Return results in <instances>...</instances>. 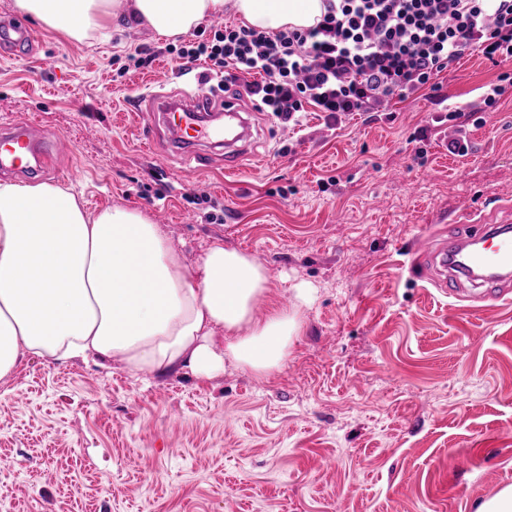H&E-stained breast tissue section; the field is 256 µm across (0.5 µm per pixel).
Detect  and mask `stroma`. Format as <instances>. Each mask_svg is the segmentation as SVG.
Instances as JSON below:
<instances>
[{
	"label": "stroma",
	"instance_id": "stroma-1",
	"mask_svg": "<svg viewBox=\"0 0 512 512\" xmlns=\"http://www.w3.org/2000/svg\"><path fill=\"white\" fill-rule=\"evenodd\" d=\"M31 27L35 55L0 54V126L66 136L61 185L89 213L148 214L190 270L217 241L250 254L268 275L255 319L296 285L315 299L267 376L21 357L0 386V512H476L512 485V303L443 297L413 265L457 236L462 211L512 224V86L466 125L463 156L422 90L371 118L309 111L294 127L245 97L238 174L216 147L189 175L143 145L127 109L195 88L166 57L135 67L138 47L168 37L123 15L104 42ZM500 72L465 55L441 93L480 102Z\"/></svg>",
	"mask_w": 512,
	"mask_h": 512
}]
</instances>
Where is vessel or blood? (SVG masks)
Returning a JSON list of instances; mask_svg holds the SVG:
<instances>
[{
	"label": "vessel or blood",
	"mask_w": 512,
	"mask_h": 512,
	"mask_svg": "<svg viewBox=\"0 0 512 512\" xmlns=\"http://www.w3.org/2000/svg\"><path fill=\"white\" fill-rule=\"evenodd\" d=\"M34 42V32L26 25L8 23L0 27V47L14 53H25ZM152 111L157 119L148 125L150 137L166 132L171 147L181 151L187 160L198 157L199 144L211 141L224 148V169H237L240 157L238 145L249 140V125L239 120V110L234 103L224 105L225 115L234 117V125L212 119L203 95L186 92L183 99L173 100L158 95L153 99ZM72 145L60 137L46 143L34 123L19 121L7 125L0 133V171L21 172L23 160L34 163L38 174L49 176L55 171L56 157L71 151ZM441 262L446 276L438 285L439 291L450 298H461V281L471 278L475 271L492 273L494 282L512 280V226L507 224H478L458 239L441 243L435 249H424L423 263L433 266Z\"/></svg>",
	"instance_id": "1"
}]
</instances>
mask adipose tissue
<instances>
[{
    "label": "adipose tissue",
    "instance_id": "adipose-tissue-1",
    "mask_svg": "<svg viewBox=\"0 0 512 512\" xmlns=\"http://www.w3.org/2000/svg\"><path fill=\"white\" fill-rule=\"evenodd\" d=\"M161 35L189 31L234 9L252 27L312 25L320 0H14L48 28L109 39L117 4ZM268 288L262 265L213 243L188 271L140 211L88 213L63 187L0 181V384L24 353L112 359L132 373L183 370L209 377L233 362L259 375L288 357L313 291L290 308L253 317Z\"/></svg>",
    "mask_w": 512,
    "mask_h": 512
}]
</instances>
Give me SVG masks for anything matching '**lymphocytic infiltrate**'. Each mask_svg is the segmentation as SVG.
Here are the masks:
<instances>
[{
    "label": "lymphocytic infiltrate",
    "instance_id": "lymphocytic-infiltrate-1",
    "mask_svg": "<svg viewBox=\"0 0 512 512\" xmlns=\"http://www.w3.org/2000/svg\"><path fill=\"white\" fill-rule=\"evenodd\" d=\"M308 27L266 31L246 24L167 44L178 67L204 61L225 85L284 123L314 109L337 119L374 111L386 98L429 88L470 51L512 63V0H323Z\"/></svg>",
    "mask_w": 512,
    "mask_h": 512
}]
</instances>
